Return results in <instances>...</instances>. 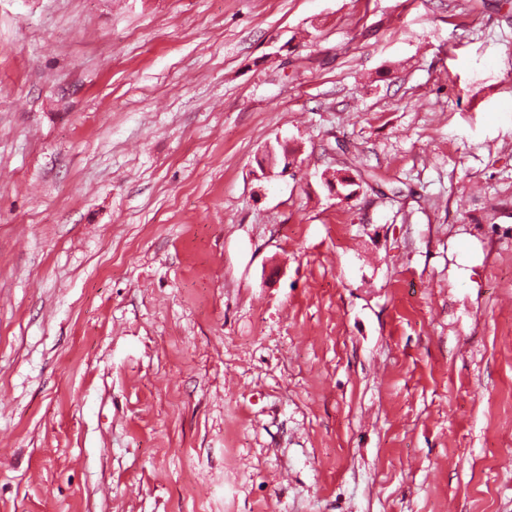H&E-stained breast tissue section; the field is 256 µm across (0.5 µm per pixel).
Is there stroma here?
Instances as JSON below:
<instances>
[{"instance_id":"obj_1","label":"stroma","mask_w":512,"mask_h":512,"mask_svg":"<svg viewBox=\"0 0 512 512\" xmlns=\"http://www.w3.org/2000/svg\"><path fill=\"white\" fill-rule=\"evenodd\" d=\"M200 507L512 512V0H0V512Z\"/></svg>"}]
</instances>
